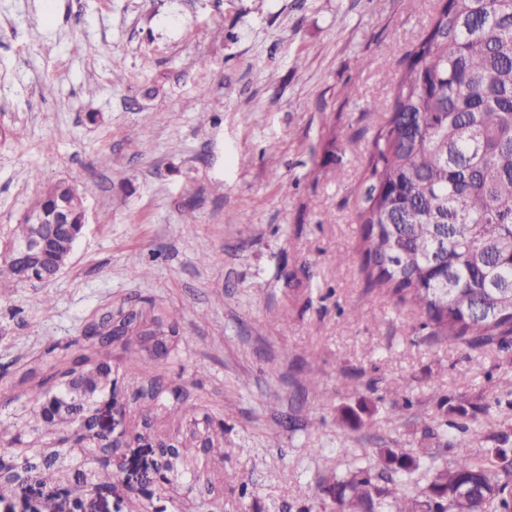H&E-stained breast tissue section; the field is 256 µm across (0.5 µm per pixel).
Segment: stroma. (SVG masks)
Listing matches in <instances>:
<instances>
[{
  "label": "stroma",
  "mask_w": 512,
  "mask_h": 512,
  "mask_svg": "<svg viewBox=\"0 0 512 512\" xmlns=\"http://www.w3.org/2000/svg\"><path fill=\"white\" fill-rule=\"evenodd\" d=\"M435 6L0 0V253L50 184L86 210L53 280L0 288V431L28 368L68 367L86 329L130 305L180 327L164 358L108 347L116 429L176 434L137 396L153 382L224 425L221 452L192 451L209 486L135 497L156 451L125 448L112 492L85 495L93 512H336L326 481L378 466V449L443 465L456 438L479 456L512 435V345L430 338L362 269L359 187L386 118L366 105L392 97Z\"/></svg>",
  "instance_id": "obj_1"
}]
</instances>
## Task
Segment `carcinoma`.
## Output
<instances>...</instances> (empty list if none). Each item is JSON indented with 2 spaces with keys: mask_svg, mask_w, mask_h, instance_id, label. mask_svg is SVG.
<instances>
[{
  "mask_svg": "<svg viewBox=\"0 0 512 512\" xmlns=\"http://www.w3.org/2000/svg\"><path fill=\"white\" fill-rule=\"evenodd\" d=\"M368 151L359 194L362 267L372 288L417 307L423 328L479 351L512 344V0H438L425 32L406 55ZM75 241L50 244V269L60 272ZM91 346L112 345V317L85 333ZM108 367L87 355L62 373L86 377ZM66 382L43 380L12 414L19 436L0 437V460L21 461L25 443L47 451V438L80 424L83 407L47 415L49 396ZM181 422L183 447L196 445L198 422L211 420L175 396L149 397ZM477 457L464 440L450 466H426L430 449L381 448L380 472L358 468L325 491L338 512H512V436ZM93 445L76 437L58 463L35 469L36 483L77 491L112 485L116 470L90 466Z\"/></svg>",
  "mask_w": 512,
  "mask_h": 512,
  "instance_id": "1",
  "label": "carcinoma"
}]
</instances>
